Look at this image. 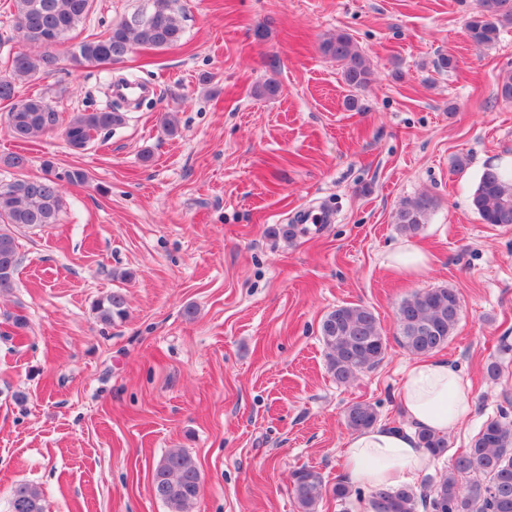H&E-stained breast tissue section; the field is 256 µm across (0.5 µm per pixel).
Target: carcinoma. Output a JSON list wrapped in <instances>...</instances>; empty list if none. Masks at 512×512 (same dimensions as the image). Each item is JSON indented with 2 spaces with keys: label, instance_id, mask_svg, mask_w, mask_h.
<instances>
[{
  "label": "carcinoma",
  "instance_id": "carcinoma-1",
  "mask_svg": "<svg viewBox=\"0 0 512 512\" xmlns=\"http://www.w3.org/2000/svg\"><path fill=\"white\" fill-rule=\"evenodd\" d=\"M147 11L134 14L107 36L83 41L72 48L76 66H110L125 56L131 44L168 48L182 39V27L176 15L178 0H150ZM17 29L24 39L41 53H17L11 73L0 77V101H13L19 84L54 66L53 49L64 44L87 16L92 0H13ZM512 25V0H481V9L467 22V35L478 48L498 41L501 29ZM324 55L343 66V78L352 90L365 87L371 70L352 37L338 32L321 45ZM12 137L26 142L63 128L68 144L75 150L85 148L95 136L109 132L125 122V113L112 106L93 112H80L67 124L44 98L30 97L15 104L7 115ZM80 168L59 172L54 162H43V175L21 177L0 183V294L15 288L20 263L17 230L54 224L62 207V183L87 181ZM471 204L485 224L512 225V176L493 166L481 174L471 196ZM434 207L433 199L421 194L405 201L398 210L399 229L417 233ZM458 294L449 288H431L404 299L398 312L404 322L398 324V342L410 353L426 356L444 349L459 322ZM101 321L110 324L126 315V298L113 291L96 304ZM434 325L431 336L416 337L410 331L414 323ZM327 350V368L339 384H348L367 369L378 365L388 348L378 316L368 307L348 304L328 313L320 326ZM378 418L375 405L354 402L344 419L353 431L373 426ZM420 447L439 460L448 451V439L434 432L418 433ZM292 491L299 512H317L327 493L322 474L313 467L292 472ZM155 497L169 512H193L201 491V473L197 462L185 450H169L156 467L152 478ZM370 512H512V427L497 418L487 420L469 448L457 454L440 475H427L416 485L371 489L367 495ZM10 512H44V494L36 485L18 483L10 496Z\"/></svg>",
  "mask_w": 512,
  "mask_h": 512
}]
</instances>
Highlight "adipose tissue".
<instances>
[{
	"label": "adipose tissue",
	"instance_id": "adipose-tissue-1",
	"mask_svg": "<svg viewBox=\"0 0 512 512\" xmlns=\"http://www.w3.org/2000/svg\"><path fill=\"white\" fill-rule=\"evenodd\" d=\"M407 424H379L354 433L343 447L345 470L365 487L408 485L431 463L416 433L445 435L464 424L473 411L471 386L448 359L416 360L398 390Z\"/></svg>",
	"mask_w": 512,
	"mask_h": 512
}]
</instances>
